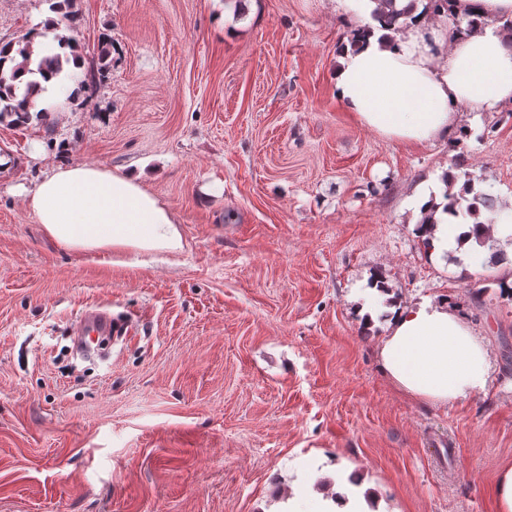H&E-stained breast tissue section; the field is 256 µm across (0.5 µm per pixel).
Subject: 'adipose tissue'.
Segmentation results:
<instances>
[{"label": "adipose tissue", "mask_w": 512, "mask_h": 512, "mask_svg": "<svg viewBox=\"0 0 512 512\" xmlns=\"http://www.w3.org/2000/svg\"><path fill=\"white\" fill-rule=\"evenodd\" d=\"M338 2L362 18V35L341 50L334 76L337 100L361 125L400 143H426L447 137L458 106L492 111L512 103V32L499 24L500 18H512V0H455L458 15L484 23L450 39L443 19L408 0L392 4L405 13L396 30L375 20L378 0ZM25 204L44 234L70 251L175 254L183 248L170 210L131 172L60 165L29 191ZM445 205L442 195L427 191L416 202L417 211L431 217L419 229L429 239L430 256L455 249L471 259L483 252L480 239L512 240V224L474 230L458 223ZM390 313L378 358L382 373L401 393L445 406L487 389L490 353L447 302L395 305ZM286 507L288 512H382L368 484L354 486L344 478L292 485Z\"/></svg>", "instance_id": "1"}]
</instances>
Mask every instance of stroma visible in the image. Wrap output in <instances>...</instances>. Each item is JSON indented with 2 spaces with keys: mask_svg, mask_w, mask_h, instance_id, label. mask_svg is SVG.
Here are the masks:
<instances>
[{
  "mask_svg": "<svg viewBox=\"0 0 512 512\" xmlns=\"http://www.w3.org/2000/svg\"><path fill=\"white\" fill-rule=\"evenodd\" d=\"M51 0H0V42ZM109 72L46 120L0 123V512H282L315 469L362 475L387 512H495L512 461V262L432 258L415 202L448 170L512 194V104L467 107L405 145L337 101L358 18L337 0H75ZM142 172L176 254L77 255L24 196L58 165ZM393 301L448 300L485 338L486 392L401 394L377 347ZM129 319L111 359L67 373L86 311ZM492 495L496 512H512V462H505L499 468Z\"/></svg>",
  "mask_w": 512,
  "mask_h": 512,
  "instance_id": "1",
  "label": "stroma"
}]
</instances>
